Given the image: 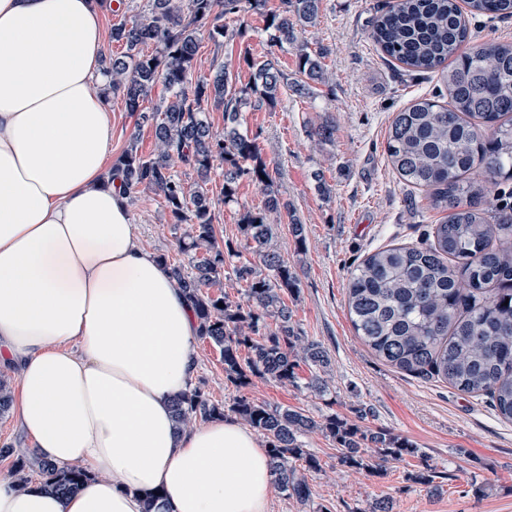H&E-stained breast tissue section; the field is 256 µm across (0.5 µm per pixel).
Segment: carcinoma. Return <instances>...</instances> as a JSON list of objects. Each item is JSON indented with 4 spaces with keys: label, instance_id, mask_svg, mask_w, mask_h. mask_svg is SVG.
Instances as JSON below:
<instances>
[{
    "label": "carcinoma",
    "instance_id": "carcinoma-1",
    "mask_svg": "<svg viewBox=\"0 0 512 512\" xmlns=\"http://www.w3.org/2000/svg\"><path fill=\"white\" fill-rule=\"evenodd\" d=\"M248 2L265 0H149V8L112 26V41L124 46L109 58V91L120 94L130 112L152 123L155 149L142 155L131 140L112 163V178L132 199L148 188L160 195L171 221L185 225L180 240L190 270L160 256L170 278L190 302L198 337L215 346L232 384L243 389L262 376L298 386L303 362L325 368L329 358L319 343L301 336L286 297L298 293V275L271 247L269 214L288 210L273 188V177L256 138L240 131L248 92L271 105L284 74L275 58L256 62L251 86H236L220 68L210 80L192 81L199 34L216 44L227 30L221 20L236 16ZM321 0H282L266 16L271 46L296 47L303 95L322 79V54L298 43V33L316 24ZM512 16V0H393L371 21L370 37L389 58L409 71L435 74L448 92V104L421 97L391 121L386 155L409 186L428 192L427 205L443 213L432 226L427 247L387 246L368 253L350 272L347 291L352 326L364 344L391 366L424 379L447 382L457 390L491 398L498 414L512 421V213L480 208L475 199L492 192L498 179H512V42L468 47V15ZM152 51H147V48ZM174 93L156 112L141 111L157 82ZM224 106V133L210 127L202 105ZM224 165L223 201H235L248 180L267 193L265 208L239 213L245 248L268 270L241 260V251L224 245L214 227L215 202L207 188L215 163ZM182 163L196 173L186 185L172 169ZM245 283L244 297L231 301L209 289L225 267ZM223 306H218V303ZM273 322H267V319ZM13 405L12 383L0 375V417ZM266 439L279 490L300 504L312 501L309 476L323 471L320 459L303 448L300 437L319 431L336 443L341 465L383 472L390 460L420 452L390 432H370L336 414L317 418L292 408L272 407L244 394L229 408ZM224 416V406L199 387L175 402L178 428ZM30 450L0 447L13 459L16 487L31 483L26 473ZM410 478L438 490L436 471L426 464ZM86 471L39 460L38 483L60 496L79 491Z\"/></svg>",
    "mask_w": 512,
    "mask_h": 512
}]
</instances>
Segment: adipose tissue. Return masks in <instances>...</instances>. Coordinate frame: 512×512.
<instances>
[{
    "label": "adipose tissue",
    "instance_id": "obj_1",
    "mask_svg": "<svg viewBox=\"0 0 512 512\" xmlns=\"http://www.w3.org/2000/svg\"><path fill=\"white\" fill-rule=\"evenodd\" d=\"M105 0H0V346L19 425L95 478L61 497L0 481V512H269L266 448L216 418L177 429L197 322L105 170Z\"/></svg>",
    "mask_w": 512,
    "mask_h": 512
}]
</instances>
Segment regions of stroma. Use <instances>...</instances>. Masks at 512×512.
Wrapping results in <instances>:
<instances>
[{"label": "stroma", "instance_id": "35a3bbf8", "mask_svg": "<svg viewBox=\"0 0 512 512\" xmlns=\"http://www.w3.org/2000/svg\"><path fill=\"white\" fill-rule=\"evenodd\" d=\"M388 0H322L315 26L302 35L311 52H323L327 79L301 96L282 87L275 105L246 106L241 129L256 137L274 180L287 202V212L271 214L276 224L273 247L295 266L298 293L288 298L303 336L322 344L331 365L322 377L327 389L316 395L303 387L283 386L254 377L247 396L272 406L302 409L313 416L334 413L370 430L407 438L423 458L386 464L382 474L351 469L338 462L335 443L318 432L303 436L307 451L324 469L310 479L313 502L301 505L272 490L270 512H368L378 499H388L393 512H512V422L498 417L489 400L464 394L443 381H424L377 358L356 336L347 307L351 270L369 252L390 245L424 244L441 215L425 206L423 190L404 185L387 160L385 145L396 112L421 96L439 94L434 75L410 72L386 58L369 36L372 18ZM280 0H266L260 10L245 9L225 18L230 32L223 44L201 36L195 78L228 65L238 86L251 82L242 56L257 60L275 56L290 81L296 80L292 46L271 47L264 15L278 10ZM244 37H237L238 28ZM112 120V153L129 142L143 154L155 147L152 124H138L122 96L108 99ZM336 123L333 140L314 142L323 120ZM221 168L208 185L216 199L218 237L235 246L244 239L240 211L263 208L266 193L242 183L235 202L221 203ZM142 246L174 264H187L177 240L182 225L171 222L161 198L144 190L128 202ZM305 228L306 246L297 249L292 223ZM198 370L193 380L212 400L231 405L236 388L227 381L218 349L195 343ZM435 468L439 493L411 481L422 465ZM486 484L474 497L472 483Z\"/></svg>", "mask_w": 512, "mask_h": 512}]
</instances>
